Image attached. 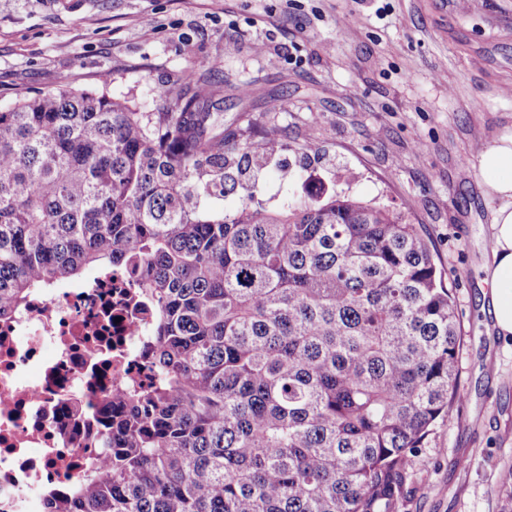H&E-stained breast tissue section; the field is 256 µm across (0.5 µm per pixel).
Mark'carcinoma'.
<instances>
[{"label": "carcinoma", "instance_id": "carcinoma-1", "mask_svg": "<svg viewBox=\"0 0 512 512\" xmlns=\"http://www.w3.org/2000/svg\"><path fill=\"white\" fill-rule=\"evenodd\" d=\"M165 96L138 112L64 83L0 109V316L116 266L152 316L154 382L112 391L96 453L43 512H398L462 398L430 240L342 193L266 208L209 97ZM227 191L235 213L200 209Z\"/></svg>", "mask_w": 512, "mask_h": 512}]
</instances>
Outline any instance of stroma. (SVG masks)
<instances>
[{"instance_id":"stroma-1","label":"stroma","mask_w":512,"mask_h":512,"mask_svg":"<svg viewBox=\"0 0 512 512\" xmlns=\"http://www.w3.org/2000/svg\"><path fill=\"white\" fill-rule=\"evenodd\" d=\"M189 72L225 138L281 139L257 181L267 207L322 186L430 237L454 288L465 398L414 457L400 512H503L512 340L483 304L495 204L476 165L512 129V0H0L2 109L65 82L156 112Z\"/></svg>"}]
</instances>
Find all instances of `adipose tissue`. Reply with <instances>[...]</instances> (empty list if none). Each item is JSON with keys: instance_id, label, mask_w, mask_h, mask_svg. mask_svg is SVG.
I'll list each match as a JSON object with an SVG mask.
<instances>
[{"instance_id": "ef3b65f1", "label": "adipose tissue", "mask_w": 512, "mask_h": 512, "mask_svg": "<svg viewBox=\"0 0 512 512\" xmlns=\"http://www.w3.org/2000/svg\"><path fill=\"white\" fill-rule=\"evenodd\" d=\"M478 180L495 202L491 248L483 266L484 302L499 336L512 338V131L489 137L478 154Z\"/></svg>"}]
</instances>
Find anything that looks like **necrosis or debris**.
I'll return each instance as SVG.
<instances>
[{"mask_svg":"<svg viewBox=\"0 0 512 512\" xmlns=\"http://www.w3.org/2000/svg\"><path fill=\"white\" fill-rule=\"evenodd\" d=\"M136 294L117 269L0 319V512H42L45 488L84 470L82 435L110 391L151 382L150 323Z\"/></svg>","mask_w":512,"mask_h":512,"instance_id":"obj_1","label":"necrosis or debris"}]
</instances>
